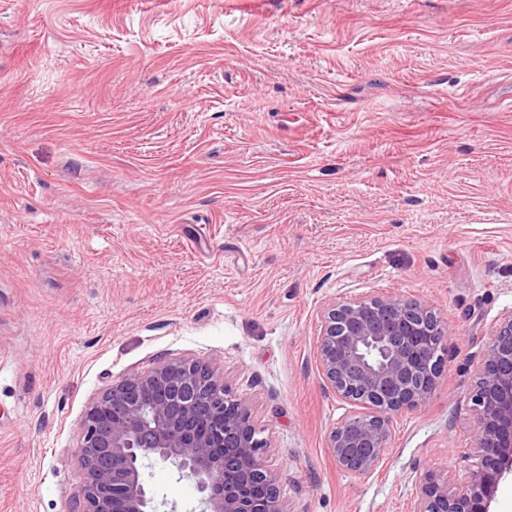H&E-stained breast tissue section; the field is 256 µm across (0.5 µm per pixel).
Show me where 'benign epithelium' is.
Instances as JSON below:
<instances>
[{"label":"benign epithelium","instance_id":"1","mask_svg":"<svg viewBox=\"0 0 512 512\" xmlns=\"http://www.w3.org/2000/svg\"><path fill=\"white\" fill-rule=\"evenodd\" d=\"M316 340L328 387L366 408L338 423L328 449L340 468L371 474L383 465L393 416L430 397L445 366L447 331L429 305L376 295L329 305ZM143 389L155 394L148 408L138 399ZM471 402L475 468L458 487L426 477L410 512H488L512 473V310L491 333ZM82 426L84 478L72 512H160L167 502H155L143 481L148 462L193 481L200 512H286L250 403L207 364L167 362L114 383L86 409Z\"/></svg>","mask_w":512,"mask_h":512}]
</instances>
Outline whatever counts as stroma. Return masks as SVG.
Masks as SVG:
<instances>
[{
	"instance_id": "stroma-1",
	"label": "stroma",
	"mask_w": 512,
	"mask_h": 512,
	"mask_svg": "<svg viewBox=\"0 0 512 512\" xmlns=\"http://www.w3.org/2000/svg\"><path fill=\"white\" fill-rule=\"evenodd\" d=\"M382 294L446 366L358 475L316 336ZM509 309L512 0H0V512H70L85 408L177 359L250 402L288 512H408L472 465Z\"/></svg>"
}]
</instances>
